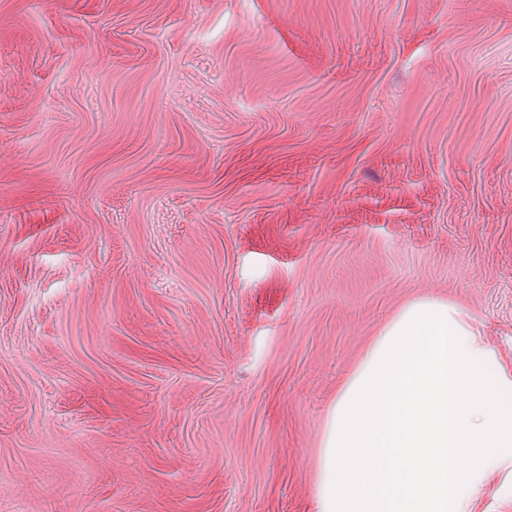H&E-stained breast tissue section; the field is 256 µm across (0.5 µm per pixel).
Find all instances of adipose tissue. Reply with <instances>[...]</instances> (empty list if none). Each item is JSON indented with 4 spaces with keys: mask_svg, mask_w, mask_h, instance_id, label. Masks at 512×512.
<instances>
[{
    "mask_svg": "<svg viewBox=\"0 0 512 512\" xmlns=\"http://www.w3.org/2000/svg\"><path fill=\"white\" fill-rule=\"evenodd\" d=\"M512 475V372L456 302L404 306L336 392L316 512H475Z\"/></svg>",
    "mask_w": 512,
    "mask_h": 512,
    "instance_id": "obj_1",
    "label": "adipose tissue"
}]
</instances>
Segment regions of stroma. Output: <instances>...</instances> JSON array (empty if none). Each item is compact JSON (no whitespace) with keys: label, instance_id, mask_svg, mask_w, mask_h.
I'll return each instance as SVG.
<instances>
[{"label":"stroma","instance_id":"35a3bbf8","mask_svg":"<svg viewBox=\"0 0 512 512\" xmlns=\"http://www.w3.org/2000/svg\"><path fill=\"white\" fill-rule=\"evenodd\" d=\"M422 296L512 367V0H0V512H314Z\"/></svg>","mask_w":512,"mask_h":512}]
</instances>
